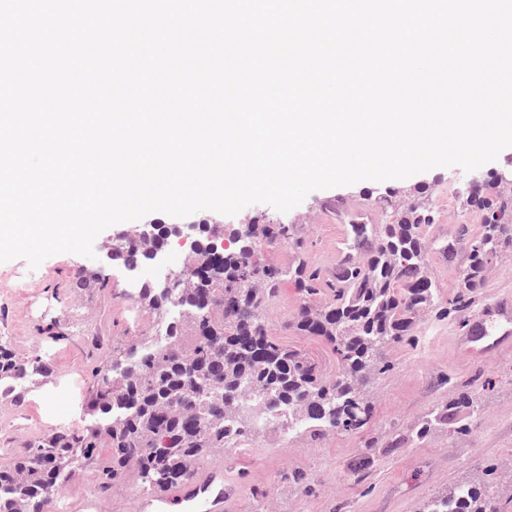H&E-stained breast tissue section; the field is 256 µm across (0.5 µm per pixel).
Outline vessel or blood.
I'll return each mask as SVG.
<instances>
[{
	"label": "vessel or blood",
	"mask_w": 512,
	"mask_h": 512,
	"mask_svg": "<svg viewBox=\"0 0 512 512\" xmlns=\"http://www.w3.org/2000/svg\"><path fill=\"white\" fill-rule=\"evenodd\" d=\"M378 236L379 226L368 199L337 198L336 222L323 240L326 279L341 288L349 272L367 269ZM465 239L463 228L437 224L430 243L444 263L456 257L457 247ZM456 343L464 355L478 359L512 349V291L494 294L483 313L470 317L457 332ZM248 480L244 470L239 471L237 479H230L223 461L216 460L194 470L176 492L153 489L141 493L137 512H234Z\"/></svg>",
	"instance_id": "b4317fda"
}]
</instances>
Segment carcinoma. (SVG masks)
Here are the masks:
<instances>
[{"label": "carcinoma", "instance_id": "obj_1", "mask_svg": "<svg viewBox=\"0 0 512 512\" xmlns=\"http://www.w3.org/2000/svg\"><path fill=\"white\" fill-rule=\"evenodd\" d=\"M429 188L390 189L381 200L393 220L384 225L369 268L350 277V287L331 299L314 269L281 267L255 260L253 244L273 247L293 237L291 224H262L253 218L230 232L232 247H221L224 225L201 224L190 248L192 282L170 292L147 283L140 298L163 322L169 342L154 348L149 338L131 340L118 357L93 372L90 421L55 431L35 442L9 466H0V512H52L54 501L79 472L95 473L108 492L135 472L145 489H174L216 452L239 445L260 426L257 413L290 412L283 430L297 428L291 412L316 440L329 431L353 433L371 418L363 391L368 377L387 367L388 346L411 336L420 315L438 306L435 280L427 272L426 225L433 223L423 199ZM462 212L477 213L481 230L471 243V262L461 295L483 286L488 267L512 244V190L488 173L481 185L466 186ZM152 248L129 252L127 262L144 264L169 247L167 225L149 227ZM291 282L302 304L294 329L328 344L338 363L326 377L305 354L283 344L267 326L268 299ZM188 310L181 318L171 308ZM37 361H25L0 344V381L22 388L19 378ZM470 393L436 408L420 423L423 437L473 407ZM107 465L98 466L100 450ZM422 512H503L488 492L457 484L427 501Z\"/></svg>", "mask_w": 512, "mask_h": 512}]
</instances>
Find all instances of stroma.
<instances>
[{
    "mask_svg": "<svg viewBox=\"0 0 512 512\" xmlns=\"http://www.w3.org/2000/svg\"><path fill=\"white\" fill-rule=\"evenodd\" d=\"M419 184L430 187L425 204L435 216L451 214L469 231L478 229L477 215L459 213L454 168L438 167L398 182L402 188ZM387 187L384 181H361L317 190L302 207L325 213L332 222L337 197L373 199ZM248 211L298 227L295 238L277 246L256 241L261 263L290 266L302 258L309 266L323 267L325 224L303 223L296 212L261 203ZM128 228L123 222L101 232L92 259L63 253L34 270L22 259L0 263V310L9 313L8 320L0 319V343L46 366L40 384H25L19 397L0 403V465L52 431L84 425L94 369L135 337L151 334L155 318L132 294V273L107 257L114 235ZM81 273L101 274L103 287L77 288ZM504 286L512 287V245L487 272L484 288L464 297L461 312H428L411 339L390 345L386 369L367 385L372 417L358 432H331L313 442L267 425L240 446L224 449V456L241 458L250 473L236 512H259L266 506L274 512H421L426 501L462 482L489 491L504 512H512V351L477 361L454 345L455 330ZM300 302L294 285L283 284L267 304L270 330L313 358L324 373L335 374L332 350L290 326ZM462 391L477 400L467 413L469 431L458 433L448 425L416 439L422 418ZM364 452L373 455L374 463L356 470Z\"/></svg>",
    "mask_w": 512,
    "mask_h": 512,
    "instance_id": "1",
    "label": "stroma"
}]
</instances>
